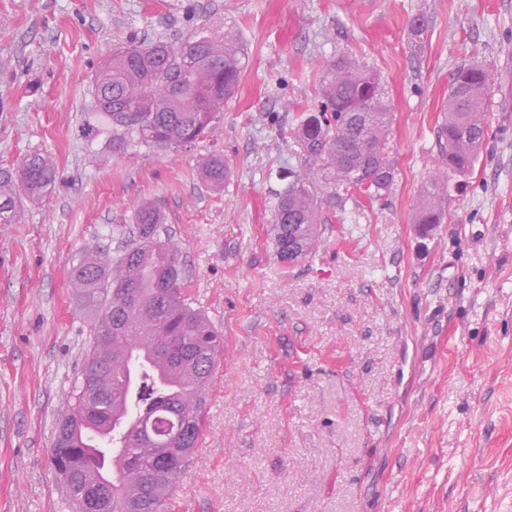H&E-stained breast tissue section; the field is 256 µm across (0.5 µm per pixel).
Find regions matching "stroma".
Instances as JSON below:
<instances>
[{"instance_id":"1","label":"stroma","mask_w":512,"mask_h":512,"mask_svg":"<svg viewBox=\"0 0 512 512\" xmlns=\"http://www.w3.org/2000/svg\"><path fill=\"white\" fill-rule=\"evenodd\" d=\"M422 17L421 33L411 23ZM247 52L234 98L187 149L114 140L88 87L128 38L202 22ZM341 55L383 79L394 179L378 199L313 177L315 253L280 262L291 130ZM464 63L488 136L415 222ZM48 154L55 184L0 224V512H71L52 458L92 318L69 273L152 202L186 297L224 336L205 430L166 512H512V0H0V168ZM223 156V188L199 164ZM444 195V186L441 181L433 179L426 186L424 203L422 204L417 217L416 224H421L422 229H428L432 224H440L443 220V209L441 199Z\"/></svg>"}]
</instances>
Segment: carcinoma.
Listing matches in <instances>:
<instances>
[{"label":"carcinoma","instance_id":"1","mask_svg":"<svg viewBox=\"0 0 512 512\" xmlns=\"http://www.w3.org/2000/svg\"><path fill=\"white\" fill-rule=\"evenodd\" d=\"M246 52L230 29L203 23L185 39L129 41L116 46L89 86L91 112L139 145L188 148L221 119L236 93ZM180 81L175 95L168 86ZM322 105L294 129L305 160L325 181L371 197L389 188L390 108L381 78L358 60L340 57L320 73ZM486 75L478 65L455 71L438 129L441 163L466 174L486 138ZM204 180L224 185V159L201 166ZM278 196L274 233L280 262L309 255L318 236V202L309 177L288 172ZM56 180L50 156L33 153L0 168V223L20 220L23 202L46 197ZM444 186H426L416 223L443 220ZM164 216L149 202L134 209L129 243L116 255L87 252L70 280L93 314L80 376L68 393L52 452L64 486L94 487L112 497V512H163L200 441L209 390L224 337L184 295L179 247L161 235ZM135 420L126 463L107 464L128 420Z\"/></svg>","mask_w":512,"mask_h":512}]
</instances>
